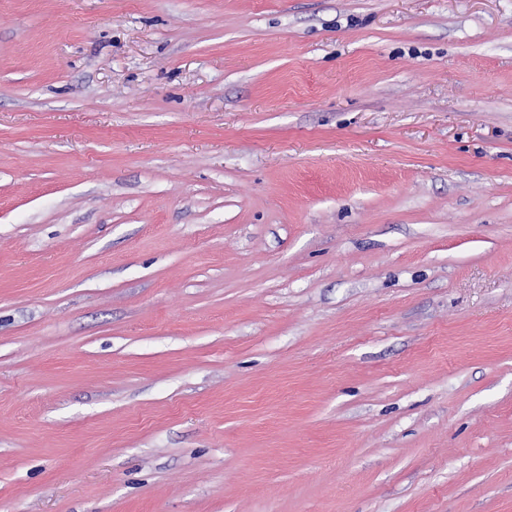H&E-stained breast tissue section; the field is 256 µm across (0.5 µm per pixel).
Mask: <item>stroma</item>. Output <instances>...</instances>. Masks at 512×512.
Returning a JSON list of instances; mask_svg holds the SVG:
<instances>
[{
	"label": "stroma",
	"mask_w": 512,
	"mask_h": 512,
	"mask_svg": "<svg viewBox=\"0 0 512 512\" xmlns=\"http://www.w3.org/2000/svg\"><path fill=\"white\" fill-rule=\"evenodd\" d=\"M0 512H512V0H0Z\"/></svg>",
	"instance_id": "obj_1"
}]
</instances>
